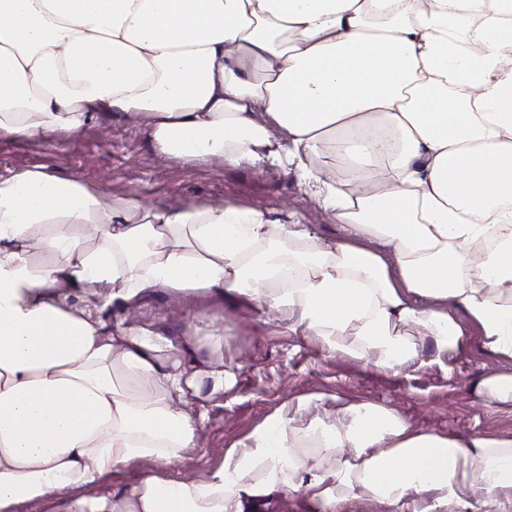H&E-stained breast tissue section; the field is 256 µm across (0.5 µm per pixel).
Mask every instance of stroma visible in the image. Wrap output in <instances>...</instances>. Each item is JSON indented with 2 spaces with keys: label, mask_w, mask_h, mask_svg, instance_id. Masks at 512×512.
Segmentation results:
<instances>
[{
  "label": "stroma",
  "mask_w": 512,
  "mask_h": 512,
  "mask_svg": "<svg viewBox=\"0 0 512 512\" xmlns=\"http://www.w3.org/2000/svg\"><path fill=\"white\" fill-rule=\"evenodd\" d=\"M25 169L73 176L115 197L134 193L149 206L257 208L272 221L276 245H288L281 226L293 213L316 225L323 239L344 236L334 216L314 204L284 168L161 157L139 115L106 114L81 134L62 133L51 142L1 137L0 175ZM127 317L173 338L200 328L223 330L224 343L214 359L223 363L226 381L222 392L205 401L207 418L197 447L175 466L134 461L119 467L112 474L116 489L137 483L147 470L165 479L206 478L229 452L251 445L253 435L280 416L292 420L302 476L329 471L341 453L317 447L315 438L336 426L339 407L350 403L391 406L413 425L442 434L512 439V406L486 407L472 396L479 380L506 366L482 351L474 335L452 358L437 357L428 347L420 364L394 373L376 369L352 349H331L305 327L289 329L278 309L239 298L159 288L139 303L135 315L117 307L107 312L112 322Z\"/></svg>",
  "instance_id": "35a3bbf8"
}]
</instances>
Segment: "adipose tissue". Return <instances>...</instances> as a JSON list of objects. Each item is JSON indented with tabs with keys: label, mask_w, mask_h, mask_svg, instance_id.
I'll use <instances>...</instances> for the list:
<instances>
[{
	"label": "adipose tissue",
	"mask_w": 512,
	"mask_h": 512,
	"mask_svg": "<svg viewBox=\"0 0 512 512\" xmlns=\"http://www.w3.org/2000/svg\"><path fill=\"white\" fill-rule=\"evenodd\" d=\"M100 112L143 114L163 157L293 164L346 239L297 221L286 250L259 209L0 176V512H264L274 488L323 512L358 489L391 512H459L466 489L512 506V440L437 434L380 404L340 408L320 445L350 455L308 479L279 417L205 480L113 491L120 466L195 447L205 413L171 397L223 391L224 337L104 316L155 288L229 294L332 347L352 337L383 371L419 362L411 325L441 357L476 325L512 362V0H0V136L75 135ZM336 155L362 194L321 181Z\"/></svg>",
	"instance_id": "adipose-tissue-1"
}]
</instances>
